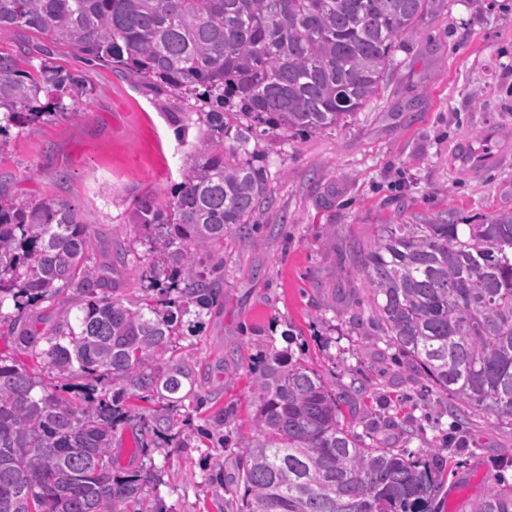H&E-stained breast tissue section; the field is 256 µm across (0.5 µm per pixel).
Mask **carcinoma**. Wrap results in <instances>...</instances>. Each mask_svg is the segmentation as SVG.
Returning <instances> with one entry per match:
<instances>
[{"label": "carcinoma", "mask_w": 512, "mask_h": 512, "mask_svg": "<svg viewBox=\"0 0 512 512\" xmlns=\"http://www.w3.org/2000/svg\"><path fill=\"white\" fill-rule=\"evenodd\" d=\"M444 0H0V42L20 30L42 41L0 51V137L85 110L81 80L52 46L110 66L159 93L195 100L178 136L197 128L172 200L146 196L139 240L101 257L92 226L70 203L0 199V323L19 357H0V512H156L148 477L112 457L119 427L141 445L168 435L170 409L196 401L188 350L171 337L223 299L224 237L250 235L273 205L263 134L335 128L379 93L397 44L420 33ZM463 234L453 213L379 225L356 251L375 327L455 416L483 411L512 430V212ZM139 287H112L116 266ZM11 302L13 311H4ZM49 312L51 319H28ZM195 320H185V317ZM85 380L47 386L35 365ZM125 387L106 389L109 379ZM256 409L229 485L237 512H441L448 455L369 445L330 387L286 350L271 348L253 377ZM155 397L148 411L132 399ZM470 512H512V486L494 485Z\"/></svg>", "instance_id": "1"}]
</instances>
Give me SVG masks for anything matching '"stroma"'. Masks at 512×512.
<instances>
[{
    "instance_id": "1",
    "label": "stroma",
    "mask_w": 512,
    "mask_h": 512,
    "mask_svg": "<svg viewBox=\"0 0 512 512\" xmlns=\"http://www.w3.org/2000/svg\"><path fill=\"white\" fill-rule=\"evenodd\" d=\"M54 59L81 76L85 110L32 132L11 129L0 142V193L67 201L98 244L138 238V200L166 202L182 180L191 148L179 144L170 115L188 102L64 47ZM490 127L512 134V0H446L420 37L396 47L378 96L346 125L252 142L275 204L255 213L251 239L224 240V302L205 317L191 351L205 402L173 413L176 435L190 445L140 451L128 428L112 441L120 468L151 471V502L163 512H234L224 490L236 470L230 449L250 432L252 378L271 346L329 384L361 388L356 422L367 443L381 437L378 420L410 416L416 435L392 432V446L447 449L442 512H469L490 486L512 485L511 432L483 413L452 415L448 397L413 382L384 337L358 335L349 323L366 308L354 251L379 225L450 211L457 223L482 224L507 209L512 153L477 172L455 160L461 142L481 144ZM227 407L238 421L220 442L213 417Z\"/></svg>"
}]
</instances>
